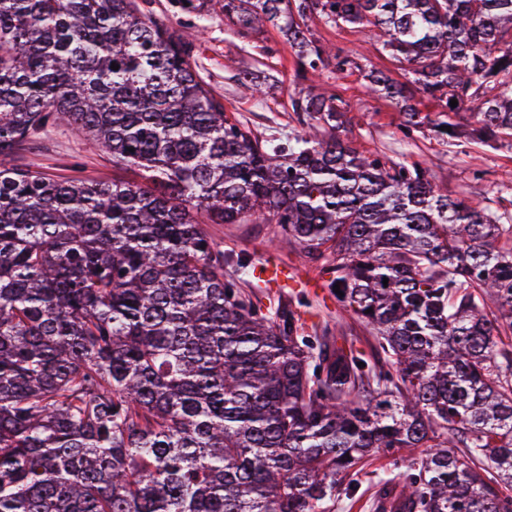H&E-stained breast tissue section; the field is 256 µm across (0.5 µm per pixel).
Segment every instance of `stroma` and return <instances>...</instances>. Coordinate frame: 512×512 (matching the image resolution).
<instances>
[{
	"mask_svg": "<svg viewBox=\"0 0 512 512\" xmlns=\"http://www.w3.org/2000/svg\"><path fill=\"white\" fill-rule=\"evenodd\" d=\"M138 3L147 18L192 42L193 68L223 101L227 115L259 137L284 141L297 134L300 125L292 110L293 98L329 89L348 105L347 121L336 135L357 152L421 163L450 197L467 199L482 208L500 211L512 202V147H490L465 139L451 147L426 128L405 133L399 107L368 89L367 74L381 71L404 84L412 103L422 112L437 111L435 102L419 91L412 75L401 69L369 28L330 26L311 18L308 25L314 39L356 63L348 71L338 72L329 65L312 74L301 72L294 50L278 28L268 24L255 30L239 29L225 19L215 0H210L201 18L182 12L174 0ZM10 163L59 179L79 176L109 182L134 177L133 171L113 164L111 155L91 147L65 124L51 129L35 148L18 151ZM206 231L224 253L225 278L235 281L242 297L260 306L263 313L272 315L284 307L298 310L304 322L303 335L332 340L343 336L363 350L367 359H375L373 330L340 309L328 293L325 265L310 262L300 248L281 244L278 225L210 224ZM271 254L299 277L297 286L275 288L256 278L254 266ZM241 256L250 261V269L237 266ZM393 470L392 455L379 453L365 460L356 495L338 499L336 512H374L375 484Z\"/></svg>",
	"mask_w": 512,
	"mask_h": 512,
	"instance_id": "obj_1",
	"label": "stroma"
}]
</instances>
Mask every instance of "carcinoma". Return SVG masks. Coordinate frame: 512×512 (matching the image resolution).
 I'll return each instance as SVG.
<instances>
[{
	"instance_id": "obj_1",
	"label": "carcinoma",
	"mask_w": 512,
	"mask_h": 512,
	"mask_svg": "<svg viewBox=\"0 0 512 512\" xmlns=\"http://www.w3.org/2000/svg\"><path fill=\"white\" fill-rule=\"evenodd\" d=\"M222 9L305 72L356 66L308 16L368 27L439 107L370 72L406 127L453 145L474 112L472 140L512 143V0ZM191 51L134 0H0V512H335L379 452L375 512H512V224L345 145L334 92L294 101L295 144L259 138ZM61 123L140 181L9 163ZM198 213L328 262L378 361L242 298Z\"/></svg>"
}]
</instances>
